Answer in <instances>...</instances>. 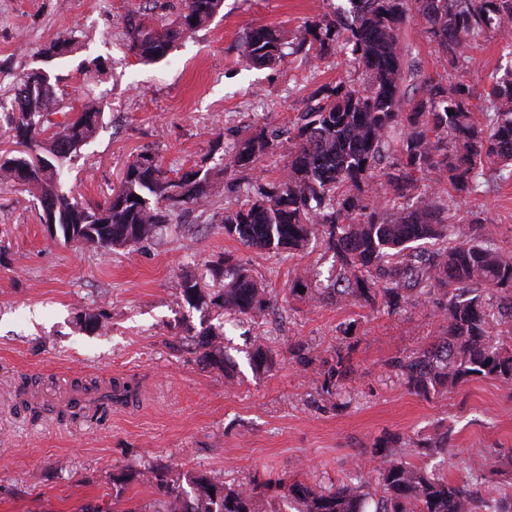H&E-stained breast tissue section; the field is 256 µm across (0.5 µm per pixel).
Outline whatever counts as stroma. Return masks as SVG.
I'll list each match as a JSON object with an SVG mask.
<instances>
[{"label":"stroma","instance_id":"stroma-1","mask_svg":"<svg viewBox=\"0 0 512 512\" xmlns=\"http://www.w3.org/2000/svg\"><path fill=\"white\" fill-rule=\"evenodd\" d=\"M143 4L0 0V95H11L18 75L42 68L59 75L64 104L87 96L103 104V121L65 180L79 202H103L119 188L126 162L146 148L165 168L210 170L219 182L207 211L181 215L185 233L164 229L139 250L108 255L49 236L33 196L0 185V512H80L110 500L121 475L129 478L126 497L147 512L157 494L136 474L151 467L244 485L274 473L325 487L357 463L374 467L376 443L405 457L442 427L453 441L447 454L428 458L429 469L466 481L484 458L498 457L482 494L512 512V391L476 378L424 398L408 392L391 365L438 333L436 302L408 303L390 315L291 300L263 322L243 319L217 337L229 378L196 351L218 320L206 305L183 300L185 276L209 285L207 264L231 254L279 300L296 273H330L322 244L292 256L247 248L225 237L212 216L246 192L222 170L229 143L257 126H290L318 85L363 78L341 53L290 55L254 68L240 57L241 41L262 26L295 30L346 0H224L158 62L128 49L124 18ZM63 39L72 44L67 57L46 60L44 45ZM403 40L418 71L401 88L409 100L420 96L422 80L443 75L445 61L419 18L405 22ZM511 65L491 38L472 52L466 79L480 91ZM473 215L512 250V179L463 200L448 221L464 230ZM99 313L107 330L85 324ZM259 338L273 355L261 371L248 357ZM295 342L302 357L288 351ZM340 351L354 372L340 394L322 393V374ZM117 379L138 383L137 400L99 413L76 406L81 386Z\"/></svg>","mask_w":512,"mask_h":512}]
</instances>
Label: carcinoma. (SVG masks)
Listing matches in <instances>:
<instances>
[{"instance_id": "cac0c4a2", "label": "carcinoma", "mask_w": 512, "mask_h": 512, "mask_svg": "<svg viewBox=\"0 0 512 512\" xmlns=\"http://www.w3.org/2000/svg\"><path fill=\"white\" fill-rule=\"evenodd\" d=\"M224 0H184L178 17L155 26L151 17H127L128 48L144 61L165 57L188 32L207 24ZM350 7L330 18L316 15L294 32L260 27L242 40L240 56L255 67L291 53L324 57L340 50L362 69L363 87L343 81L322 84L306 99L292 127L281 134L257 129L235 140L224 153V169L247 177L267 157H286L279 178L253 191L219 219L224 236L248 248L290 256L321 238L332 253L335 275L324 286L314 277L309 299L381 306L434 298L442 332L414 356L391 361L409 391L429 397L475 377L512 386V251L499 246L475 217L461 238L448 214L463 199L484 195L489 175L512 178V69L493 76L479 93L462 79L469 51L497 37L512 41V0H348ZM419 16L448 63L446 80L426 82L419 98L404 101L402 85L414 77L407 63L402 27ZM52 73L18 78L12 98H0V122L25 150L0 157V183L33 193L40 220L53 217L67 242L88 244L104 254L135 249L157 229L173 223L186 206L205 207L214 189L209 172L171 175L145 150L126 166L121 187L95 206H80L64 190L66 163L95 135L103 118L93 97L59 108ZM384 201H379L378 196ZM141 201H135V198ZM222 287L208 293L188 276L189 304L209 302L222 313L250 319L277 307L250 270L231 255L211 268ZM213 329L197 342L205 365L227 371ZM250 364L271 367L259 341ZM348 357L336 353L321 383L336 395L351 374ZM130 383H116L104 399L128 402ZM448 429L415 449L427 458L448 449ZM375 475L357 473L323 490L299 480L270 478L260 485L217 483L205 476L183 487L163 469L142 474L161 499L152 512H483L486 502L474 483L451 482L375 445ZM124 481L115 483L110 504L82 512H139L127 506Z\"/></svg>"}]
</instances>
